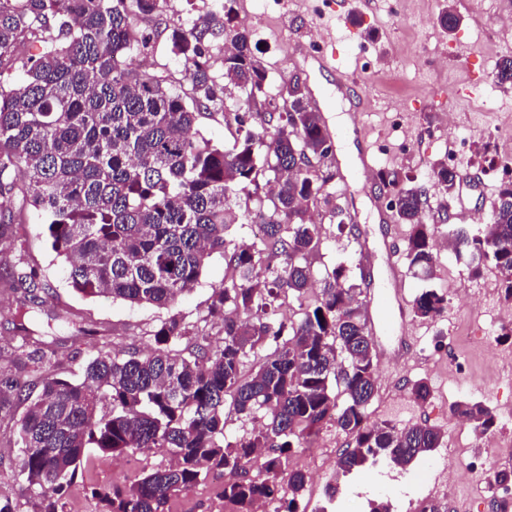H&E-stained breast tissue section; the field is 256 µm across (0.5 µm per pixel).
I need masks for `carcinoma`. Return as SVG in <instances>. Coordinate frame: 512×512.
Returning <instances> with one entry per match:
<instances>
[{
	"label": "carcinoma",
	"instance_id": "1",
	"mask_svg": "<svg viewBox=\"0 0 512 512\" xmlns=\"http://www.w3.org/2000/svg\"><path fill=\"white\" fill-rule=\"evenodd\" d=\"M165 3L0 0V243L18 240L27 211L75 292L131 306L175 307L216 253L232 270L207 306L221 324L218 340L173 314L151 331L146 351H116L102 337L80 377L69 379L45 363L56 338L34 329L46 304L41 273L20 264L7 282L20 295L13 323L22 336L9 362L37 376L41 389L25 395L18 380L0 379V414L24 397L13 477L32 512H68L78 486L93 512H173V501L212 472L231 477L221 496L233 512H254L261 499L297 512L307 475L287 470L288 458L325 425L349 439L337 461L344 473L380 457L406 467L441 444L426 423L368 422L378 383L363 267L337 264L310 298L320 226L306 214L319 200L330 204L325 187L335 177L324 169L322 114L297 79L272 90L248 31L235 24L233 0L171 29L178 73L127 67L151 48L137 18ZM283 92L287 108L258 113L255 130L247 110ZM218 113L236 124L229 147L196 129ZM380 182L395 199V218L409 225V266L432 276L436 225L425 221L426 188L401 186L393 172ZM433 186L454 193L447 164L435 165ZM246 216L263 226L260 243L228 249L227 230ZM455 238L474 274L484 261L494 265L512 301V185L499 190L483 235ZM262 265L267 277L257 288L251 281ZM284 291L298 303L286 323L273 318ZM445 309L447 299L429 288L412 306L428 320ZM191 336L188 354L174 350ZM269 341L273 350L243 374L249 354ZM228 404L246 421L261 419L234 442L224 436ZM454 410L477 433L495 425L481 403ZM146 451L169 464L143 468L126 487L86 480L94 457Z\"/></svg>",
	"mask_w": 512,
	"mask_h": 512
}]
</instances>
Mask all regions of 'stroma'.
<instances>
[{"mask_svg":"<svg viewBox=\"0 0 512 512\" xmlns=\"http://www.w3.org/2000/svg\"><path fill=\"white\" fill-rule=\"evenodd\" d=\"M234 8L236 17L255 18L248 30L255 56L269 80L280 86L299 77L312 106L331 125L337 114L350 112L351 107L323 97L330 78L310 67L300 47L323 42L335 49L337 68L360 84L370 99L358 119L377 142L372 158L375 170L396 172L403 185L420 183L418 163L423 159L434 165L449 158L459 171L477 173L476 182L464 186L462 196L445 198L431 191L427 217L443 236L459 230L470 235L484 230L505 174L487 167L480 140L462 150L452 127L512 126V87L498 85L494 79L496 64L508 50L500 18L512 14V0H375L369 10L360 0H235ZM195 10L189 0H167L160 15L138 19V26L153 37L154 46L147 54L149 71L179 70V61L166 45V31ZM447 10L460 19L452 33L439 24L440 14ZM429 56L437 57V64L425 65ZM345 147V141L334 143L333 163L339 173L329 188L343 206L359 210L358 231L375 254L370 273L372 282L378 283L388 275L386 249L367 195L379 191L380 182L374 177L361 178L355 169L343 166ZM313 210L322 217L321 243L314 258L316 275H323L339 261L358 264V246L338 232L324 203L315 204ZM22 241V246L0 250V278L11 275L21 257L40 268L49 296L44 311L37 314L38 325H45L53 313L82 311L111 336L115 349L150 346L148 332L168 317V310L132 307L104 297L82 298L69 287L62 264L39 224H24ZM399 265L408 299L432 288L446 295L448 307L433 321L408 315L406 333L411 346L403 358L378 362V394L368 408L370 421L399 428L426 423L437 427L448 444L457 436L453 405L480 402L505 429L497 444L488 447V455L512 463V432L507 429L512 423L507 419L512 412V377L504 372L512 353V337L487 333L491 311L505 304L499 275L489 267L481 277H473L466 260L451 252L437 253L430 278L414 274L407 260H400ZM224 276L223 256L213 255L199 283L181 299L175 311L190 330L202 329L211 337H220L219 327L207 321L206 313L209 297L214 288L223 285ZM55 334L60 371L79 374L85 360L95 353L97 337L76 336L74 327L68 325L58 326ZM460 355L467 356L468 369L459 381L449 361ZM434 375L439 376L440 385L433 387L426 403L417 402L409 390L411 383ZM23 411L19 404L13 417L0 418V498L21 504L26 496L12 480L11 471L17 453V418ZM158 462L153 455L109 458L92 469L90 477L99 483L125 485L144 466ZM452 463L439 448L405 469L384 459L366 463L351 473L337 474L338 491L328 510L369 512L370 507L383 506L388 512H412L426 501L427 489L435 484L439 470ZM483 485L482 472L475 471L454 486L438 487L454 504L466 505L468 512H495Z\"/></svg>","mask_w":512,"mask_h":512,"instance_id":"1","label":"stroma"}]
</instances>
